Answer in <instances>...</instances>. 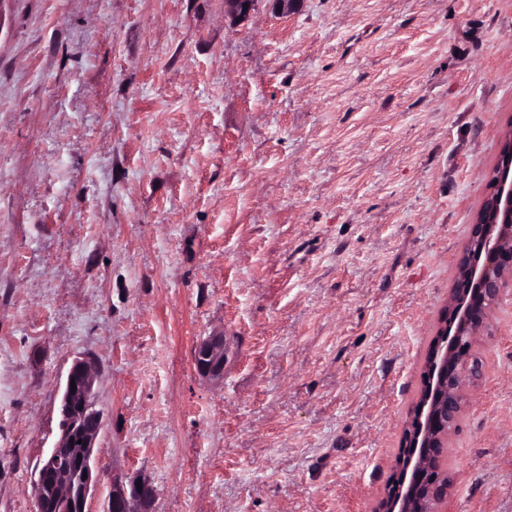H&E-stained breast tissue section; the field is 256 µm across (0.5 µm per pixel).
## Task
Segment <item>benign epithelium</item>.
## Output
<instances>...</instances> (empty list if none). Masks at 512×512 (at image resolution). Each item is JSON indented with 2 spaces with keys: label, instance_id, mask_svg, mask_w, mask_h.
<instances>
[{
  "label": "benign epithelium",
  "instance_id": "benign-epithelium-1",
  "mask_svg": "<svg viewBox=\"0 0 512 512\" xmlns=\"http://www.w3.org/2000/svg\"><path fill=\"white\" fill-rule=\"evenodd\" d=\"M255 10L251 0H224V15L233 23L250 18ZM500 159L503 165L494 174L489 194L481 202L471 225L468 242L457 259V281L440 318L437 340L430 354L425 377L427 394L421 397L414 428L406 433V448L398 464V482L380 499L375 512H413L414 505L428 500L443 501L450 485L432 475L431 458L435 439L447 448L449 437L458 428L468 391L484 374V362L476 356L474 343L489 325L492 308L507 285H512V129L503 138ZM226 346L224 337L210 336L195 349V366L205 379L224 381ZM96 376L90 364L77 361L71 367L60 401V437L44 457L35 488V512H86L87 500L101 480L93 461L95 439L102 427V415L95 408ZM76 390L70 391V383ZM92 414L97 427L86 431L82 420ZM83 448L71 471L61 466V457L74 442ZM142 487H137V483ZM127 480L112 475V491L104 512H148L154 490L146 480Z\"/></svg>",
  "mask_w": 512,
  "mask_h": 512
}]
</instances>
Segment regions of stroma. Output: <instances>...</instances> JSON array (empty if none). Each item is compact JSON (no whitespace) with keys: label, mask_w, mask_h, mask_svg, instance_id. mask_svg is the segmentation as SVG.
Instances as JSON below:
<instances>
[{"label":"stroma","mask_w":512,"mask_h":512,"mask_svg":"<svg viewBox=\"0 0 512 512\" xmlns=\"http://www.w3.org/2000/svg\"><path fill=\"white\" fill-rule=\"evenodd\" d=\"M511 124L512 0H0V512L83 358L89 512H374ZM475 350L438 512H512V291ZM224 336H209L195 349V366L198 374L205 379L223 382L226 360ZM138 480H126L113 474L112 491L107 508L104 512H146L154 498V490L146 480H141V489L137 488ZM152 502L150 503L151 508Z\"/></svg>","instance_id":"obj_1"}]
</instances>
